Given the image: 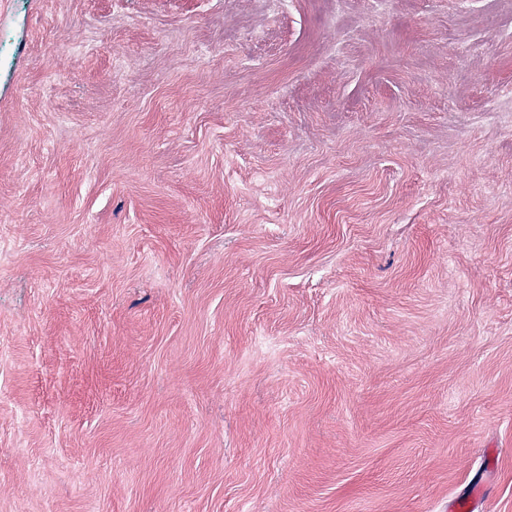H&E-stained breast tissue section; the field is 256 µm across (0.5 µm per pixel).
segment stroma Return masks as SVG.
I'll return each instance as SVG.
<instances>
[{
	"instance_id": "obj_1",
	"label": "stroma",
	"mask_w": 512,
	"mask_h": 512,
	"mask_svg": "<svg viewBox=\"0 0 512 512\" xmlns=\"http://www.w3.org/2000/svg\"><path fill=\"white\" fill-rule=\"evenodd\" d=\"M0 40V512H512V0Z\"/></svg>"
}]
</instances>
